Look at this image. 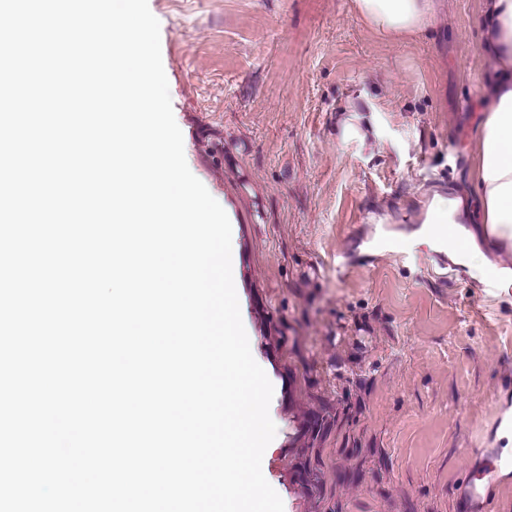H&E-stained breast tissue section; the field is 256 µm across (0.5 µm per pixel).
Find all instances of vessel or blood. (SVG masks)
<instances>
[{
    "label": "vessel or blood",
    "mask_w": 512,
    "mask_h": 512,
    "mask_svg": "<svg viewBox=\"0 0 512 512\" xmlns=\"http://www.w3.org/2000/svg\"><path fill=\"white\" fill-rule=\"evenodd\" d=\"M472 458L471 466L456 488V512H494L490 490L500 470L512 469V454L499 448H476Z\"/></svg>",
    "instance_id": "vessel-or-blood-1"
}]
</instances>
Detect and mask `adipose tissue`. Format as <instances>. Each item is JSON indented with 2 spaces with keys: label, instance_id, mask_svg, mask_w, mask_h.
I'll use <instances>...</instances> for the list:
<instances>
[{
  "label": "adipose tissue",
  "instance_id": "obj_1",
  "mask_svg": "<svg viewBox=\"0 0 512 512\" xmlns=\"http://www.w3.org/2000/svg\"><path fill=\"white\" fill-rule=\"evenodd\" d=\"M352 8L381 37L405 40L427 32L437 0H352ZM480 46L491 96L474 137L473 189L433 195L420 238L447 239L449 262L484 268L492 261L480 238L512 242V0H483Z\"/></svg>",
  "mask_w": 512,
  "mask_h": 512
}]
</instances>
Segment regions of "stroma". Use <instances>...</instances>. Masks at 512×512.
<instances>
[{"mask_svg":"<svg viewBox=\"0 0 512 512\" xmlns=\"http://www.w3.org/2000/svg\"><path fill=\"white\" fill-rule=\"evenodd\" d=\"M148 4L188 167L230 213L284 512H455L471 449L512 419V287L415 234L421 200L471 187L481 0L409 41L351 0Z\"/></svg>","mask_w":512,"mask_h":512,"instance_id":"35a3bbf8","label":"stroma"}]
</instances>
